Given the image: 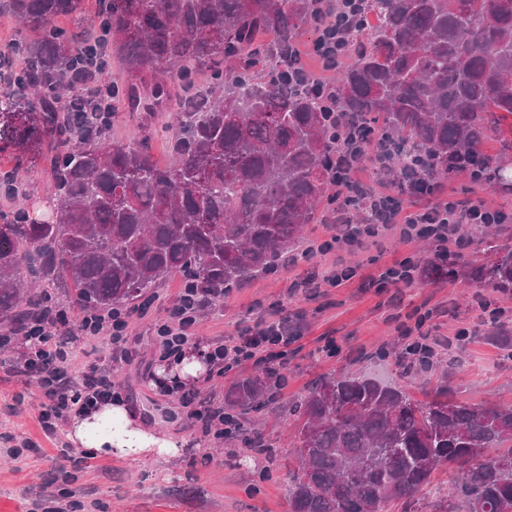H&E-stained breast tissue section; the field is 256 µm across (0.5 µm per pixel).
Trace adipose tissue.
<instances>
[{"label": "adipose tissue", "instance_id": "1", "mask_svg": "<svg viewBox=\"0 0 512 512\" xmlns=\"http://www.w3.org/2000/svg\"><path fill=\"white\" fill-rule=\"evenodd\" d=\"M68 437L94 455L116 454L137 459L151 452L167 457L181 453L180 442L141 429L132 422L127 408L119 403L101 405L75 417Z\"/></svg>", "mask_w": 512, "mask_h": 512}]
</instances>
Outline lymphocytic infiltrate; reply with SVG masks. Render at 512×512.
<instances>
[{"mask_svg": "<svg viewBox=\"0 0 512 512\" xmlns=\"http://www.w3.org/2000/svg\"><path fill=\"white\" fill-rule=\"evenodd\" d=\"M333 0H314L318 24L323 31L312 44V53L323 69L332 71L342 60H355L357 53L349 45L338 42ZM393 152L379 127L368 125L356 135L353 143L342 144L331 165L341 175L339 185L342 201L332 210L330 224L336 233L320 242L316 253L325 255L348 242L369 245L374 238L393 233L406 242L427 236L444 244L455 238L462 224H510L512 211L490 209L481 204L464 205L442 195L439 186L422 180L409 186L405 194L394 195L378 189L376 183L357 178L358 170L366 165L389 168ZM210 293L181 289L164 321L155 327L162 354L178 356L194 334L199 310L213 302ZM147 305L137 311L114 310L106 316L84 313L78 320L82 335L93 338L109 336L110 349L103 353L88 372L75 375L72 358L58 344L52 332L70 322L65 310L46 306L43 315L32 322L24 334L29 352L23 369L35 372L46 401L39 416L45 434L57 433L60 421L82 413L90 406L115 397L118 385L112 364L126 355L127 328L133 314H146ZM292 329L279 311H269L257 323L252 334L215 346L214 361L231 371L242 362L254 359L263 350L287 344Z\"/></svg>", "mask_w": 512, "mask_h": 512, "instance_id": "obj_1", "label": "lymphocytic infiltrate"}]
</instances>
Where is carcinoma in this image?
<instances>
[{"mask_svg":"<svg viewBox=\"0 0 512 512\" xmlns=\"http://www.w3.org/2000/svg\"><path fill=\"white\" fill-rule=\"evenodd\" d=\"M104 57L88 67L78 34L53 27L84 12L85 0H0L32 42L8 45L29 60L18 92L0 104V144L14 167L49 144L53 209L0 224V322L15 330L48 296L31 288L71 283L84 307L113 310L151 296L169 277L203 291L235 288L273 270L301 239L335 176L328 157L336 124L318 98L274 79L257 80L246 61L266 47L278 65L309 21L312 0H95ZM364 48L342 71L338 114L379 119L396 147L399 176L440 181L466 173L512 193V167L481 146L512 128V0H361ZM127 80L105 83L112 47ZM206 68L208 93L192 92ZM185 98L169 138L174 163L159 165L152 137L133 145L107 136L112 113L89 102L107 96L149 123L172 84ZM497 259H461L448 274L512 290V245L487 235ZM269 375L240 377L224 393L239 415L269 400ZM301 418L289 512H387L411 500L438 467L462 478L431 512H512V404L428 402L367 376H324L295 406ZM505 452L490 453V449Z\"/></svg>","mask_w":512,"mask_h":512,"instance_id":"obj_1","label":"carcinoma"}]
</instances>
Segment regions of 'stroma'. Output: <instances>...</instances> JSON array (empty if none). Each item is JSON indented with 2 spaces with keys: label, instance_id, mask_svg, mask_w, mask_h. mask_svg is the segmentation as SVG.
I'll return each instance as SVG.
<instances>
[{
  "label": "stroma",
  "instance_id": "obj_1",
  "mask_svg": "<svg viewBox=\"0 0 512 512\" xmlns=\"http://www.w3.org/2000/svg\"><path fill=\"white\" fill-rule=\"evenodd\" d=\"M51 183L49 156H31L18 178V196L9 199L0 192V213L46 211ZM442 186L457 200L512 208V194L475 184L464 175ZM333 233L318 220L307 225L301 249L285 253V266L252 277L247 287L227 291L198 317L192 343L210 349L245 333L267 310L281 308L296 334L278 359L257 356L228 376L213 367L184 391H168L156 384L160 352L153 325L173 305L180 277L157 289L146 317L132 319L128 357L117 374L121 399L147 430L186 440L179 458L131 460L112 454L85 464L82 449L73 447L70 462L61 463L57 447L66 441L67 431L61 428L48 436L40 427L43 395L35 377L20 371L22 336L0 348V434L28 446L25 459L17 460L0 444V512H31L37 503L42 512H288V454L300 426L293 404L308 385L328 374H365L406 384L420 401L448 380L459 399L512 402V353L484 330L494 310L512 331V291L479 287L464 275L451 280L436 273L429 262L437 246L430 239L405 242L389 234L366 248L350 245L325 256L307 253V246ZM338 259L356 268L351 280L335 288L306 284L314 266L329 268ZM405 260L418 267L411 287L379 284L377 277L385 267ZM416 327L433 336L465 331V347L451 351L437 346L432 369L403 376L408 366L403 356L406 332ZM271 369L284 382L274 389L267 408L242 416L243 435L204 438L187 424L189 409L204 402L223 405L232 378ZM247 434L262 439L264 453L247 448Z\"/></svg>",
  "mask_w": 512,
  "mask_h": 512
}]
</instances>
